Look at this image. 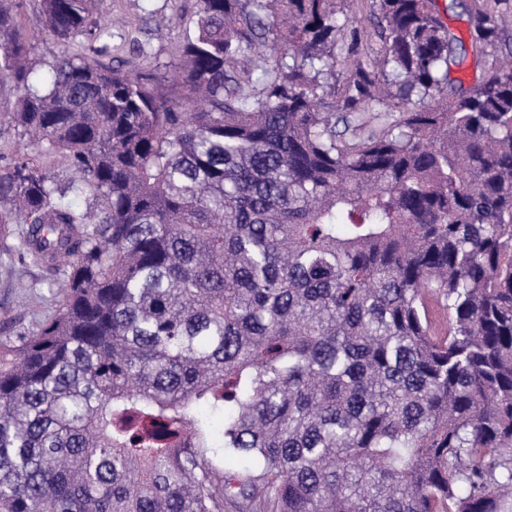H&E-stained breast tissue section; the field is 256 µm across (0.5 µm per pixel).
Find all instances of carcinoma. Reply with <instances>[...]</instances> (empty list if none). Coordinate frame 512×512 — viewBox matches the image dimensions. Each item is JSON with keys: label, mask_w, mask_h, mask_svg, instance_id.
Wrapping results in <instances>:
<instances>
[{"label": "carcinoma", "mask_w": 512, "mask_h": 512, "mask_svg": "<svg viewBox=\"0 0 512 512\" xmlns=\"http://www.w3.org/2000/svg\"><path fill=\"white\" fill-rule=\"evenodd\" d=\"M39 2L62 50L35 86L0 0V85L79 177L0 167L5 253L66 288L0 336V512H500L502 0H454L463 31L438 0H366V32L347 0H201L170 89L142 44L104 62L106 0Z\"/></svg>", "instance_id": "carcinoma-1"}]
</instances>
